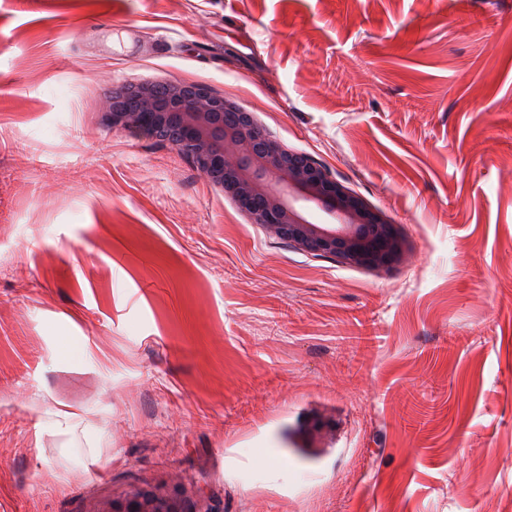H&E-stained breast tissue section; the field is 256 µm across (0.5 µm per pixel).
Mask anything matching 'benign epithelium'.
Returning a JSON list of instances; mask_svg holds the SVG:
<instances>
[{"label":"benign epithelium","mask_w":512,"mask_h":512,"mask_svg":"<svg viewBox=\"0 0 512 512\" xmlns=\"http://www.w3.org/2000/svg\"><path fill=\"white\" fill-rule=\"evenodd\" d=\"M136 104L130 109L109 106L112 127L145 130L166 123L170 113L178 115L185 132L180 149L187 152L197 168L208 174L221 173L218 186L238 202L254 198L261 206L249 210L251 223L274 236L286 238L295 248L369 271L389 269L401 263L408 245L398 225L371 208L365 200L336 180L315 161L298 164L292 152L279 140L265 136L255 146L258 128H222L216 131L217 116L239 109L237 103L201 87L191 96L179 82L166 84V97L156 93V84L135 86ZM303 199L317 202L333 215L334 222L317 224L294 206ZM367 224H385L390 234L381 246L363 232ZM105 512H183L176 499L166 495L137 494L114 503Z\"/></svg>","instance_id":"benign-epithelium-1"}]
</instances>
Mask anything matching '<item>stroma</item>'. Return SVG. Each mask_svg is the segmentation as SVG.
Wrapping results in <instances>:
<instances>
[{
  "mask_svg": "<svg viewBox=\"0 0 512 512\" xmlns=\"http://www.w3.org/2000/svg\"><path fill=\"white\" fill-rule=\"evenodd\" d=\"M145 81L236 101L406 260L291 247L112 128ZM60 409L88 430L66 456ZM158 490L512 512V0H0V512Z\"/></svg>",
  "mask_w": 512,
  "mask_h": 512,
  "instance_id": "obj_1",
  "label": "stroma"
}]
</instances>
